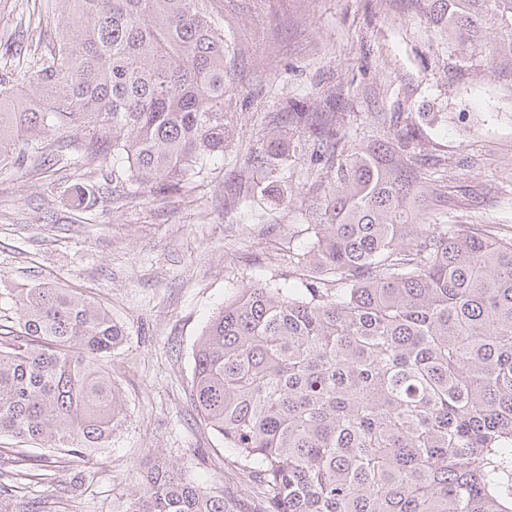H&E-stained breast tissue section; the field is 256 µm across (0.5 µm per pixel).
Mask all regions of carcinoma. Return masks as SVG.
Wrapping results in <instances>:
<instances>
[{
	"label": "carcinoma",
	"instance_id": "obj_1",
	"mask_svg": "<svg viewBox=\"0 0 512 512\" xmlns=\"http://www.w3.org/2000/svg\"><path fill=\"white\" fill-rule=\"evenodd\" d=\"M208 0H45L59 37L21 73L0 54V165L55 157L85 130L112 181L168 188L224 157V30ZM463 47L512 68V0H413ZM311 129L315 239L298 280L250 284L206 324L190 395L249 464L257 512H512V238L447 224L448 191L397 141L353 148L334 112H284L248 157L288 154ZM0 437L85 461L112 441L124 331L93 298L0 288ZM115 512H241L162 458Z\"/></svg>",
	"mask_w": 512,
	"mask_h": 512
}]
</instances>
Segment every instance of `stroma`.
<instances>
[{"label": "stroma", "mask_w": 512, "mask_h": 512, "mask_svg": "<svg viewBox=\"0 0 512 512\" xmlns=\"http://www.w3.org/2000/svg\"><path fill=\"white\" fill-rule=\"evenodd\" d=\"M224 27L226 109L235 136L217 169L177 189L115 184L105 151L88 146L45 161L0 166V284L50 283L92 296L123 324L112 374L125 399L111 444L64 471L53 452L4 437L0 475L23 489L0 512L36 497L52 512H112L155 456L185 481L249 505L245 461L198 416L190 398L193 351L209 317L250 283L294 274L289 244L313 237L305 215L320 174L308 152L266 168L247 158L268 120L302 106L339 111L352 144L416 130L414 147L448 173V221L512 237V70L460 51L420 22L410 0H210ZM23 0H0V41L19 61L51 42L59 17L15 34ZM247 181L252 192L236 196Z\"/></svg>", "instance_id": "stroma-1"}]
</instances>
